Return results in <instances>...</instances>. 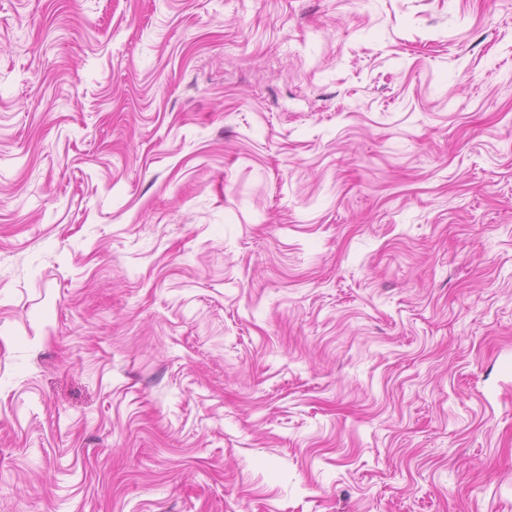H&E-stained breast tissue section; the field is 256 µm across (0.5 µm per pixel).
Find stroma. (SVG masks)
<instances>
[{"mask_svg":"<svg viewBox=\"0 0 512 512\" xmlns=\"http://www.w3.org/2000/svg\"><path fill=\"white\" fill-rule=\"evenodd\" d=\"M0 512H512V0H0Z\"/></svg>","mask_w":512,"mask_h":512,"instance_id":"stroma-1","label":"stroma"}]
</instances>
